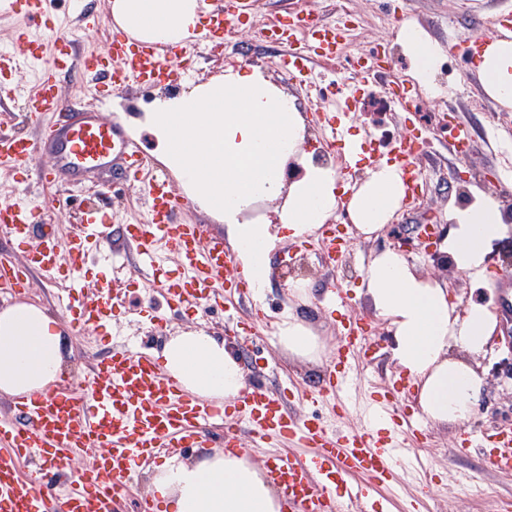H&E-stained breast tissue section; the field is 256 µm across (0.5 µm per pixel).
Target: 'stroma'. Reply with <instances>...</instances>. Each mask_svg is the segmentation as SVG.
Returning a JSON list of instances; mask_svg holds the SVG:
<instances>
[{
  "label": "stroma",
  "instance_id": "obj_1",
  "mask_svg": "<svg viewBox=\"0 0 512 512\" xmlns=\"http://www.w3.org/2000/svg\"><path fill=\"white\" fill-rule=\"evenodd\" d=\"M351 9L359 19L353 33L354 49L368 50L379 47L396 61L405 78H412L413 64L399 40V24L421 28L442 49L441 61L447 62L445 70L435 71L434 83L439 91L457 86L455 101L457 120L467 126L476 138L477 151L468 160L456 163L450 158L446 145L451 138L449 130L436 128L429 137L428 159L436 164L437 172L431 173L424 217L437 222L440 236L448 234V214L454 209H465L486 193L487 173L497 164L493 150L499 139L512 140V108L490 104L475 66L465 64L446 51L448 32L455 29L466 34H489L497 23L512 15V0H349ZM103 75L60 78V88L68 97L93 104L101 112L120 118L127 130L136 136L147 135L149 153L154 160H161L164 143L153 132V102H138L135 111H128L122 96L102 89ZM481 101V108H474V101ZM28 193L46 199L48 205L41 212V220L57 225L60 233H67L78 223L80 208L78 195L43 185L37 180L17 182L15 176L0 172V196ZM347 237L357 243L354 262L356 275L343 283L351 296L349 312L367 320L374 329L380 348L374 358L359 367L361 386L359 396L368 399L378 384L402 377L403 372L391 361L394 345L391 327L376 317L372 301L364 292L363 275L374 257L387 249L396 248L388 228L376 234L364 235L356 225L345 227ZM310 235L284 239L275 244L269 254V283L261 304L266 315L284 321L294 317L304 322L318 336L320 352L309 359L291 353L279 345L276 335L268 330L246 337L225 336L223 311H178L165 316L162 324H154L139 317L134 306L140 294L132 288L122 306L113 312L112 325L94 331L93 350H86L80 336H67L62 346V375L81 381L89 363L107 355L113 345L126 343L146 346L153 355H160L166 342L175 335L188 331H203L224 339L242 369L245 380L262 375L267 388L295 384L301 390L312 391L319 387L321 378L341 341L337 333L341 312L322 303L326 292V272L316 268L304 281V294L293 293L292 284L282 277V264L289 253L305 251ZM493 262L484 272L471 276L458 273V290L465 301H477L497 307L495 282L499 268L512 265V239L496 242L491 252ZM494 345L481 357L479 371L486 387L472 419L462 426L425 423L424 445L420 454L425 455L428 469L425 474L410 476L399 474L392 483L381 487L374 501L376 512H492L493 500L498 496L512 498V476H502L490 470L486 460L477 454L451 457L461 431L512 423V340H506L502 329L493 333ZM480 474L482 493L465 492L456 487L453 478L460 473Z\"/></svg>",
  "mask_w": 512,
  "mask_h": 512
}]
</instances>
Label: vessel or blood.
Instances as JSON below:
<instances>
[{
    "label": "vessel or blood",
    "instance_id": "obj_1",
    "mask_svg": "<svg viewBox=\"0 0 512 512\" xmlns=\"http://www.w3.org/2000/svg\"><path fill=\"white\" fill-rule=\"evenodd\" d=\"M48 0H24L27 21L10 51L0 52V104L19 91L22 64L42 63L41 76L28 96L31 135H0V169L24 178L36 174L46 185L111 189L114 181L137 177L144 212L137 221L112 224L107 214L83 210L80 224L59 237L53 225L37 220L44 204L29 197L0 198V232L19 246L25 257L13 263L0 259V287L24 293L34 274L65 288V319L79 334L112 323V304L120 287L109 279L97 281L93 299L83 297L82 277L88 254L121 255L134 248L141 271L158 270L164 258L175 261L166 279L153 281L141 312L158 316L160 306L175 309L223 307L231 298H245L248 283L236 253L209 225L190 223L182 215L193 205L164 174L151 173L144 137L132 136L124 124L98 109L66 97L57 72H104L115 93L161 86L180 89L195 78L187 66L205 45L223 40L233 47L240 40L281 49V73L289 80L321 79L323 68L337 57L342 32L338 20L305 9L270 16L262 25L241 29L252 16L256 0H201L207 25L195 36L171 45L146 42L129 33H115L112 17L88 13L85 0H70L84 32L107 29L102 52L86 55L72 36L46 40L32 33L41 26ZM385 54L361 53L351 67L358 77L344 99L345 109L358 103L362 87L388 80ZM390 96L401 114L404 135L392 146H380L398 170L405 209L416 207V191L425 190L422 160L428 148L423 130L412 121L417 105L406 80H388ZM315 124L337 147L342 168L356 165L346 145L347 129L329 112L313 113ZM451 126L449 151L455 160L470 158L476 142L470 129L446 113ZM41 168H34L37 159ZM317 243L328 266L349 252L332 224L322 225ZM337 348L320 391L311 404L329 399L341 412L358 406L354 388L356 365L374 345L369 324L350 317L341 324ZM396 385L385 386L379 398L362 407L358 427L333 429L318 418L288 412L292 389L274 394L262 384L244 389L233 404L221 405L187 392L154 357L119 345L94 360L81 382L65 381L55 389L15 399L9 418L0 419V512H46L47 499L61 498L65 512H117L129 493L132 476L163 448H203L220 441L236 452L243 437L267 450L266 469L283 502V512H368L375 490L391 482L398 469L422 466L417 453L420 421L400 411ZM98 454L86 467L74 460L86 449ZM478 450L493 471L512 473V425L501 424L480 434L463 435L457 450ZM40 461L30 481L20 476V463Z\"/></svg>",
    "mask_w": 512,
    "mask_h": 512
}]
</instances>
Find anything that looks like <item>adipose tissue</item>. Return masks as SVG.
<instances>
[{
    "label": "adipose tissue",
    "mask_w": 512,
    "mask_h": 512,
    "mask_svg": "<svg viewBox=\"0 0 512 512\" xmlns=\"http://www.w3.org/2000/svg\"><path fill=\"white\" fill-rule=\"evenodd\" d=\"M111 14L125 31L170 43L189 37L204 22L196 0H113ZM400 42L415 65V77L432 92L440 52L417 28H403ZM477 71L486 93L512 104V41L491 43ZM155 125L169 144L165 162L198 196L222 214L238 244L255 292L267 284V254L276 237L268 224L246 219L256 202L276 206L289 237L325 223L338 202V175L305 164L287 182L288 161L301 150L302 119L292 97L258 69L230 68L222 79L159 104ZM402 184L394 167L382 164L359 185L351 213L372 233L390 223L400 207ZM445 251L456 270L480 268L493 241L508 231L499 206L478 205L450 215ZM378 317L394 329L391 359L419 383L418 402L433 423L465 424L484 388L473 359L484 356L495 329L487 307L449 301L446 286L422 278L398 254L376 257L363 278ZM64 336L58 321L26 303L0 312V391L28 396L58 381ZM165 370L203 398L229 400L244 387L242 371L225 343L203 332L172 338L161 353ZM153 485L168 512H281L262 473L245 458L216 454L195 464L167 462Z\"/></svg>",
    "instance_id": "adipose-tissue-1"
}]
</instances>
